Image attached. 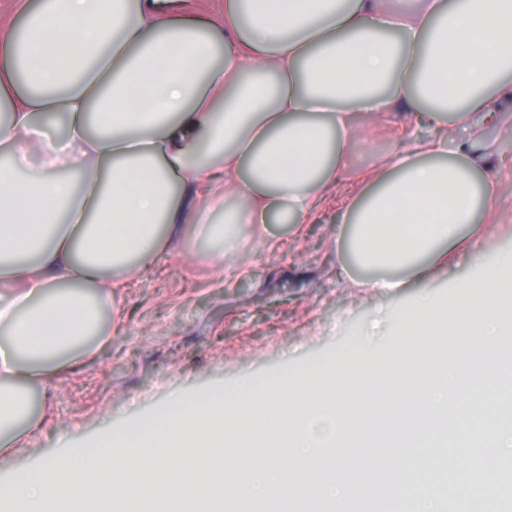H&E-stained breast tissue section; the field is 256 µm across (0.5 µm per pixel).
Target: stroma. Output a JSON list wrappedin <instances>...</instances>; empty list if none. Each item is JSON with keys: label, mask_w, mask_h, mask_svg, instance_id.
Wrapping results in <instances>:
<instances>
[{"label": "stroma", "mask_w": 512, "mask_h": 512, "mask_svg": "<svg viewBox=\"0 0 512 512\" xmlns=\"http://www.w3.org/2000/svg\"><path fill=\"white\" fill-rule=\"evenodd\" d=\"M483 139L505 166L491 167L496 194L471 246L512 247V98L493 91ZM358 134L344 160L340 185L303 224L270 225L274 247L251 241L206 256L192 225H184L173 254L123 289L108 324L109 342L76 369L51 383L40 435L0 460V483L44 462L89 446L106 431L120 432L168 410L171 402L244 385L265 387L316 368L324 381L337 356L369 339L381 361L393 358V316L411 304L415 289L362 287L360 272L340 264V216L361 190L365 175L413 141L431 137L410 113L358 118ZM469 254L455 250L433 279L437 303L456 310Z\"/></svg>", "instance_id": "35a3bbf8"}]
</instances>
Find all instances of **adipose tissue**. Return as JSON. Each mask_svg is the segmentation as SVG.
<instances>
[{
  "mask_svg": "<svg viewBox=\"0 0 512 512\" xmlns=\"http://www.w3.org/2000/svg\"><path fill=\"white\" fill-rule=\"evenodd\" d=\"M183 3L38 0L0 30V456L39 431L35 394L106 342L115 292L170 254L185 221L216 258L247 229L305 221L341 176L358 113L402 109L435 136L386 159L343 214L347 261L370 271L368 285L423 286L393 323L397 372L361 341L328 389L203 396L0 483V512H237L243 499L300 512L313 498L345 512L375 489L361 480L331 494L353 448L380 437L411 447L441 417L461 438L449 494L404 460L385 498L462 512L479 494L496 512L512 482L492 477L512 457L491 466L487 451L512 447V425L488 385L512 318V249L470 258L460 328L431 275L493 198L468 151L449 155L448 128H478L489 91L507 90L512 0H224L220 23ZM59 115L64 132L48 137ZM32 154L42 163L30 174ZM456 330L468 338L458 383L439 372L418 386ZM314 407L333 436L320 457Z\"/></svg>",
  "mask_w": 512,
  "mask_h": 512,
  "instance_id": "obj_1",
  "label": "adipose tissue"
}]
</instances>
